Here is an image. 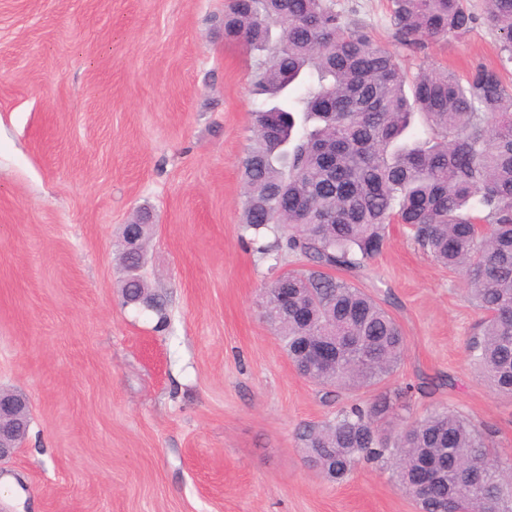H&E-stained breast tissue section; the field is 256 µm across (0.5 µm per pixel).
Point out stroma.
Returning <instances> with one entry per match:
<instances>
[{"label": "stroma", "instance_id": "obj_1", "mask_svg": "<svg viewBox=\"0 0 512 512\" xmlns=\"http://www.w3.org/2000/svg\"><path fill=\"white\" fill-rule=\"evenodd\" d=\"M334 2L408 74L500 64L486 0H466L468 33L420 52L397 43L388 0ZM223 15L224 0H0V389L31 409L0 512H419L390 472L331 481L298 439L408 384L409 419L458 410L512 456V398L469 356L467 281L403 225L341 274L401 326L398 368L338 395L296 371L265 288L305 261L242 238L263 56L225 42ZM142 207L163 324L122 299L121 232Z\"/></svg>", "mask_w": 512, "mask_h": 512}]
</instances>
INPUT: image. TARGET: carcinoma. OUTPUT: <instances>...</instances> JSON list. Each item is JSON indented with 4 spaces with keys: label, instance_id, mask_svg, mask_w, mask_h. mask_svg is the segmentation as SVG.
Returning <instances> with one entry per match:
<instances>
[{
    "label": "carcinoma",
    "instance_id": "1",
    "mask_svg": "<svg viewBox=\"0 0 512 512\" xmlns=\"http://www.w3.org/2000/svg\"><path fill=\"white\" fill-rule=\"evenodd\" d=\"M398 43L421 50L459 36L475 18L464 0H391ZM486 22L502 38L501 63H512V0H488ZM224 42L270 51L251 93L294 100L303 114L273 105L252 113L254 145L240 162L242 230L255 243L262 230L288 232L258 247L305 258L309 267L275 279L303 305L304 319H274L288 357L303 376L336 392L374 387L400 364L405 336L373 298L327 270L355 271L378 255L386 226L406 225L436 262L468 277L483 313L470 357L490 386L512 397V89L500 72L475 67L465 79L423 68L411 81L396 53L375 43L336 10L333 0H225ZM280 29L271 44L272 27ZM433 137L400 143L415 113ZM288 196L299 209L282 205ZM488 234L474 236L472 225ZM126 256L123 296L160 313L161 297ZM336 337V364L309 365L306 348ZM411 387L351 403L336 418L300 435L320 471L345 479L360 463L392 471L419 512H512V472L491 432L457 410H436L391 436ZM423 465L437 475L426 492L412 488Z\"/></svg>",
    "mask_w": 512,
    "mask_h": 512
}]
</instances>
